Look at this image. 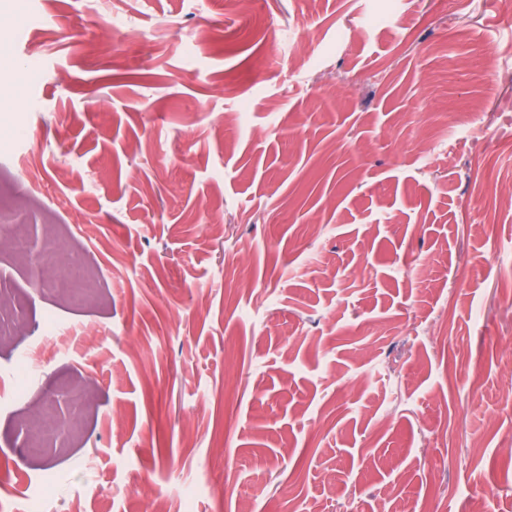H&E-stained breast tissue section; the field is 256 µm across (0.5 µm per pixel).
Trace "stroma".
<instances>
[{
	"label": "stroma",
	"instance_id": "obj_1",
	"mask_svg": "<svg viewBox=\"0 0 512 512\" xmlns=\"http://www.w3.org/2000/svg\"><path fill=\"white\" fill-rule=\"evenodd\" d=\"M492 58L512 71V0H0V185L32 251L0 223L28 325L0 343V512H473L483 488L512 512ZM48 222L99 302L43 276ZM44 401L84 433L31 457Z\"/></svg>",
	"mask_w": 512,
	"mask_h": 512
}]
</instances>
